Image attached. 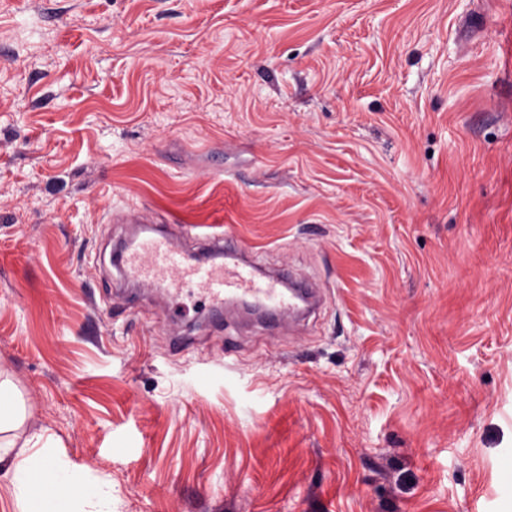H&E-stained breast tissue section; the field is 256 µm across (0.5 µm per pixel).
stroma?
Instances as JSON below:
<instances>
[{"label":"stroma","mask_w":512,"mask_h":512,"mask_svg":"<svg viewBox=\"0 0 512 512\" xmlns=\"http://www.w3.org/2000/svg\"><path fill=\"white\" fill-rule=\"evenodd\" d=\"M133 207L323 308L130 305ZM0 376L112 512H512V0H0Z\"/></svg>","instance_id":"1"}]
</instances>
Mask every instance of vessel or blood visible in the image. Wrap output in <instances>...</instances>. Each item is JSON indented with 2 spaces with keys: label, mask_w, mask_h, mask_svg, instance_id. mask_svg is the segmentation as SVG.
<instances>
[{
  "label": "vessel or blood",
  "mask_w": 512,
  "mask_h": 512,
  "mask_svg": "<svg viewBox=\"0 0 512 512\" xmlns=\"http://www.w3.org/2000/svg\"><path fill=\"white\" fill-rule=\"evenodd\" d=\"M121 221L137 225L138 234L117 253L115 266L136 287L164 285L178 291L190 284L210 302L242 298L284 323L319 301L317 289L291 281L289 270L268 275L244 260L231 231L208 234L202 225L183 224L174 238L157 227L154 213L145 208Z\"/></svg>",
  "instance_id": "1"
}]
</instances>
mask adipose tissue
<instances>
[{
	"label": "adipose tissue",
	"instance_id": "obj_1",
	"mask_svg": "<svg viewBox=\"0 0 512 512\" xmlns=\"http://www.w3.org/2000/svg\"><path fill=\"white\" fill-rule=\"evenodd\" d=\"M51 442L29 446L16 456L0 453V470L10 477L19 512H112V498L100 478L55 458Z\"/></svg>",
	"mask_w": 512,
	"mask_h": 512
}]
</instances>
